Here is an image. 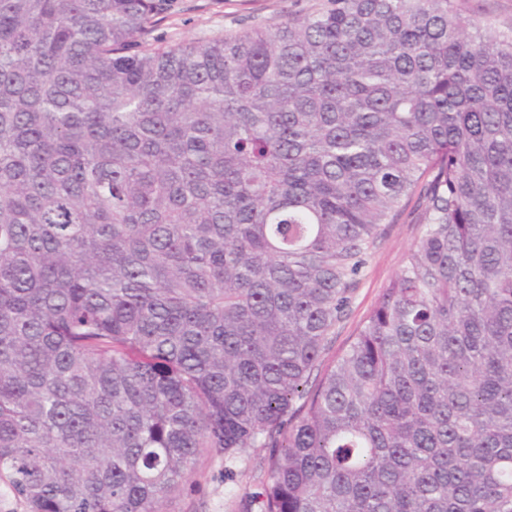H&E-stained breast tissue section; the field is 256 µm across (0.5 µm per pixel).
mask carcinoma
<instances>
[{"mask_svg": "<svg viewBox=\"0 0 512 512\" xmlns=\"http://www.w3.org/2000/svg\"><path fill=\"white\" fill-rule=\"evenodd\" d=\"M162 6L0 0V479L162 512L264 448L239 512H512V31L328 0L152 47ZM425 202L418 193L406 201L394 224L382 226L378 247L368 258L355 292L349 319L336 331V350L352 335L360 321L378 301L383 289L396 275L405 253L417 241Z\"/></svg>", "mask_w": 512, "mask_h": 512, "instance_id": "carcinoma-1", "label": "carcinoma"}]
</instances>
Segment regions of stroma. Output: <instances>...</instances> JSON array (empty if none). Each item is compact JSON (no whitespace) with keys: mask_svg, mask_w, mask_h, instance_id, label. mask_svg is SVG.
Listing matches in <instances>:
<instances>
[{"mask_svg":"<svg viewBox=\"0 0 512 512\" xmlns=\"http://www.w3.org/2000/svg\"><path fill=\"white\" fill-rule=\"evenodd\" d=\"M324 0H166L148 40L157 46L223 38L252 24L274 27L288 17L320 8ZM464 17L512 29V0H457ZM423 198L406 201L394 223L383 225L378 247L370 255L355 292L349 319L336 332L344 343L376 304L399 271L405 253L417 241ZM264 452L254 449L233 463L225 479L221 459H201L181 494L165 503L166 512H234L238 499L258 491Z\"/></svg>","mask_w":512,"mask_h":512,"instance_id":"35a3bbf8","label":"stroma"}]
</instances>
